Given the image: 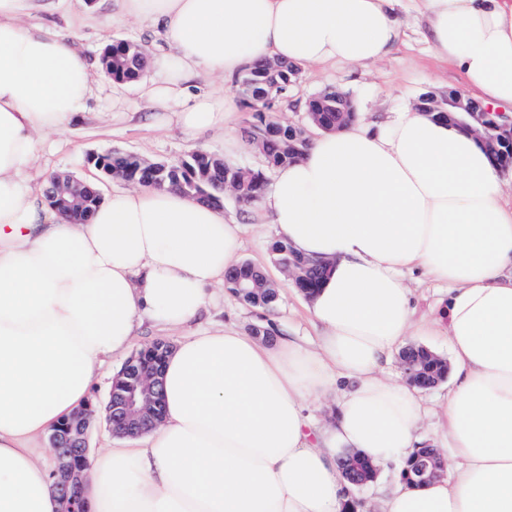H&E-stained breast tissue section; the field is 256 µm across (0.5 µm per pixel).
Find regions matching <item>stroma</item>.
<instances>
[{
	"mask_svg": "<svg viewBox=\"0 0 512 512\" xmlns=\"http://www.w3.org/2000/svg\"><path fill=\"white\" fill-rule=\"evenodd\" d=\"M115 0H45L44 10L32 18L33 23L67 32L69 27L80 28V46L90 59H98L105 38L126 39L145 44L154 59L148 67L146 80L156 79L160 59L167 49L163 37L147 27L129 20H120L102 31L99 18L111 15ZM402 36L400 43L384 58L369 66L328 64L305 68L298 82L288 93V101L280 106L276 117L285 124L307 128L310 137L318 129L310 127L304 109L306 101L328 88L346 93L357 111L366 116L386 120L392 112L414 106L418 97L427 92H441L458 87L461 75L447 63L438 61L417 9L416 0H399L396 8ZM203 149L220 155L224 152L221 132L211 131L200 138L188 137L177 125L157 128L154 114L141 97L139 84L113 85L102 80L85 117L64 135L52 137L40 149L36 169L44 173L65 170L82 178L99 181L103 195L122 189V182L102 177L90 163V156L110 150L134 153L150 160L174 161L189 151ZM274 225H246L243 235V259L264 265L271 281L280 288V301L272 313L278 327L299 340L314 339L316 330L306 309L303 295L289 284L284 272L271 262L269 242L277 238ZM260 312L233 296L227 289L216 290L205 316L190 326L160 332L144 328L135 336L133 349H140L156 339L178 344L198 330L224 323L234 324L240 331H250L258 323ZM123 359H113L107 372L99 378L91 392L96 412L88 432L90 452L110 447L112 432L102 410L108 399L113 372L123 366Z\"/></svg>",
	"mask_w": 512,
	"mask_h": 512,
	"instance_id": "obj_1",
	"label": "stroma"
}]
</instances>
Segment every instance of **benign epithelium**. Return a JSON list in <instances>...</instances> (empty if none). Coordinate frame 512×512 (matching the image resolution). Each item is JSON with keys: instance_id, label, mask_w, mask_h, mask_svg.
<instances>
[{"instance_id": "benign-epithelium-1", "label": "benign epithelium", "mask_w": 512, "mask_h": 512, "mask_svg": "<svg viewBox=\"0 0 512 512\" xmlns=\"http://www.w3.org/2000/svg\"><path fill=\"white\" fill-rule=\"evenodd\" d=\"M237 87L263 104L264 112L277 110L268 93L258 86V82L245 77ZM416 109L429 117L456 124L474 132L486 145L493 156L512 162V110L507 112L490 105L464 99L455 90L440 94H423L416 102ZM99 157L90 161L107 176L137 185L143 179L137 177L139 170L129 169L117 172L112 164L101 165ZM49 205L65 215L75 206H86L87 187L81 180L57 174L53 177V188L47 193ZM172 351V346L164 341L145 346L134 353L124 363L119 378L112 382L106 419L113 434L135 436L154 427L162 415L163 392L161 387L162 361ZM399 369L410 383L424 389L437 386L427 380L414 359L404 354L399 358ZM93 411L86 405L69 418L61 420L52 430L50 440L55 454L52 470L54 488L66 512H88L82 488L86 479L88 463L87 431L91 425ZM342 473L353 484L363 485L375 478V467L358 454H353L339 462ZM445 465L435 448L427 449L417 464L418 482L423 483L444 474Z\"/></svg>"}]
</instances>
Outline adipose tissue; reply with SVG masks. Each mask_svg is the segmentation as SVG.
Instances as JSON below:
<instances>
[{"label": "adipose tissue", "instance_id": "1", "mask_svg": "<svg viewBox=\"0 0 512 512\" xmlns=\"http://www.w3.org/2000/svg\"><path fill=\"white\" fill-rule=\"evenodd\" d=\"M119 15L170 45L144 86L162 122L231 127L232 94L198 78L278 59L365 66L400 40L397 0H117ZM459 93L512 106V0H421ZM40 0H0V512H60L34 440L88 401L107 358L143 322L177 329L207 312L240 262L244 227L174 189L112 193L84 222L45 202L33 173L43 137L88 109L98 67L26 22ZM259 224L327 262L309 298L315 343L267 344L234 325L171 351L159 425L89 459L90 512H344L359 492L338 462L358 453L395 481L378 512H512V200L473 133L404 110L324 131L277 168L252 206ZM447 285L441 314L416 322L403 275ZM414 336L448 341L452 379L437 419L450 474L402 476L421 446L422 389L383 364ZM334 396L328 421L308 404Z\"/></svg>", "mask_w": 512, "mask_h": 512}]
</instances>
